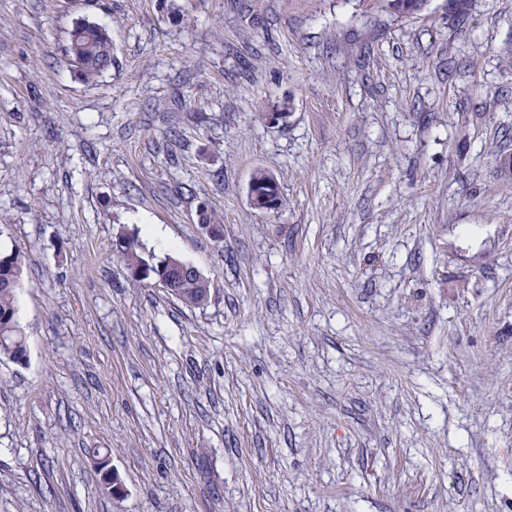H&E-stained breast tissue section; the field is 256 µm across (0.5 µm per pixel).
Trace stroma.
<instances>
[{
    "label": "stroma",
    "instance_id": "obj_1",
    "mask_svg": "<svg viewBox=\"0 0 512 512\" xmlns=\"http://www.w3.org/2000/svg\"><path fill=\"white\" fill-rule=\"evenodd\" d=\"M14 250L0 512H512V0H0ZM368 2L372 3L373 8L414 15L422 11L427 0H368ZM68 53L87 77H93L112 66V41L108 31L99 25H76L70 37ZM249 196L252 206L261 211H271L280 204L279 190L274 181L258 184L250 180ZM129 243V239L124 240L122 242L123 245H120L122 250L124 251L126 248V251L124 253V257L127 261V266L131 270L132 275L135 277V274L140 271H153L156 274L164 273L168 274V276L164 277L163 275H160L158 277L159 281L162 283L164 288L167 289L168 293L174 292L176 289L177 283L176 278L174 275H169V271L171 269L177 268L175 265V262L182 261L179 258L175 256H166L163 260H160L156 264L150 263L147 261L140 252V245L132 239ZM128 244V245H127ZM127 245V246H126ZM145 272H140L137 274V277H143L145 276ZM136 277V278H137ZM178 271L182 275L188 274L185 278L181 277L178 281L179 293L181 302L190 306H200L208 300L209 288L206 278L202 279L193 274H200V271L191 264L181 265Z\"/></svg>",
    "mask_w": 512,
    "mask_h": 512
}]
</instances>
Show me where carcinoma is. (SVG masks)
<instances>
[{
    "mask_svg": "<svg viewBox=\"0 0 512 512\" xmlns=\"http://www.w3.org/2000/svg\"><path fill=\"white\" fill-rule=\"evenodd\" d=\"M381 10L414 15L422 11L427 0H369ZM68 53L71 60L84 75L93 77L112 67V41L108 31L99 25L83 23L76 25L70 37ZM124 257L131 273L153 271L168 273L176 268L179 258L167 256L153 264L140 252V245L132 240L126 246ZM23 265L20 253L0 254V356L18 361L25 354V335L15 316V294L22 280ZM180 301L190 306H200L208 300L207 281L195 275H187L178 281Z\"/></svg>",
    "mask_w": 512,
    "mask_h": 512,
    "instance_id": "carcinoma-1",
    "label": "carcinoma"
}]
</instances>
